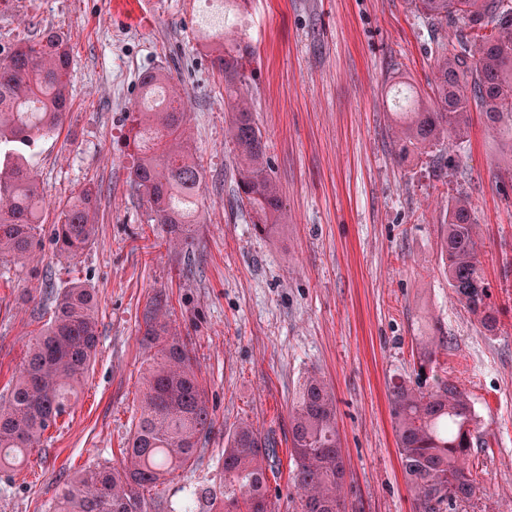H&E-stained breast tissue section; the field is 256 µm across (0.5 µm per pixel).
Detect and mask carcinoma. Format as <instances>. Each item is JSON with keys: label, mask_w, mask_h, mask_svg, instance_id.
Returning <instances> with one entry per match:
<instances>
[{"label": "carcinoma", "mask_w": 512, "mask_h": 512, "mask_svg": "<svg viewBox=\"0 0 512 512\" xmlns=\"http://www.w3.org/2000/svg\"><path fill=\"white\" fill-rule=\"evenodd\" d=\"M413 2L434 24L446 26L451 18L459 26L456 42L436 43L437 106L423 107L408 91L411 105L400 113L399 138L418 149L445 133H459L474 104L490 123L505 127L512 141V0ZM207 36L214 40V64L224 76V89L234 93L230 133L242 161L240 206L256 230L268 234L279 224L283 200L245 99L253 50L234 42L222 27ZM70 69L67 44L53 31L0 56V260L28 261L40 247L44 197L25 153L62 127ZM170 81L155 70L139 78L140 101L131 111L130 129L139 158L129 180L148 206L149 221L167 225L171 243L189 248L190 228L199 223L202 171L189 153L187 110ZM96 198L95 187L88 186L61 209L50 230L56 252L76 257L92 244ZM444 257L457 300L487 331L496 330L470 213L461 202L448 207ZM48 296L51 319L31 342L7 402L0 404L1 469L22 465L40 445L44 432L68 412L74 389L95 361L99 332L93 289L73 281ZM162 308L154 305L144 330L160 362L146 377L140 416L122 449L123 466L84 472L61 495L55 512H140V491L195 464L212 415L193 359L163 319ZM443 344V336L419 340L415 378L401 379L390 390L397 451L416 512L453 509L480 493L469 465L472 408L466 393L439 374L437 349ZM289 420L301 512H345L336 399L322 377L305 378ZM274 458V446L248 424L227 435L224 500L216 512H272L266 470Z\"/></svg>", "instance_id": "cac0c4a2"}]
</instances>
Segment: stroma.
<instances>
[{
	"mask_svg": "<svg viewBox=\"0 0 512 512\" xmlns=\"http://www.w3.org/2000/svg\"><path fill=\"white\" fill-rule=\"evenodd\" d=\"M0 0V50L60 32L72 58L59 133L29 162L55 216L89 183L98 231L77 258L44 244L39 261H0V396L50 315L48 284L94 288L99 344L70 412L22 469L0 471V512H52L85 471L119 466L156 351L143 339L155 298L192 351L213 428L196 465L145 493L171 512L186 489L224 490V446L240 423L276 447L274 512H298L289 411L305 377L337 406L346 512H415L395 443L389 387L416 344L446 336L439 366L470 399L469 461L480 493L456 512H512V148L472 108L451 144L406 151L392 88L434 107L432 32L411 0H228L235 39L254 51L249 99L285 218L271 235L237 211L230 99L200 30L201 0ZM173 77L189 118L205 206L190 251L169 246L131 187L127 115L138 79ZM471 209L498 328L453 298L443 263L447 210Z\"/></svg>",
	"mask_w": 512,
	"mask_h": 512,
	"instance_id": "1",
	"label": "stroma"
}]
</instances>
